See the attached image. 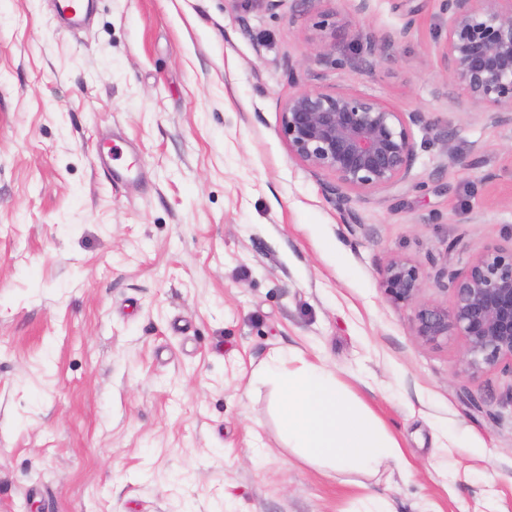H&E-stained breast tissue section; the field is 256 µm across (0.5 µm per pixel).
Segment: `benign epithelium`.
<instances>
[{
    "label": "benign epithelium",
    "mask_w": 512,
    "mask_h": 512,
    "mask_svg": "<svg viewBox=\"0 0 512 512\" xmlns=\"http://www.w3.org/2000/svg\"><path fill=\"white\" fill-rule=\"evenodd\" d=\"M448 37L441 47L448 73L464 102L501 120L512 112V0H444ZM318 31L346 24L317 12ZM418 112H400L361 92L309 89L281 108V133L293 158L362 195L403 183L414 154L410 124ZM450 304L420 299L422 271L405 257L391 259L380 285L392 302L413 306L412 329L436 347L448 337L465 343L463 368L472 375L512 362V247L475 254L462 272L448 271Z\"/></svg>",
    "instance_id": "7a95c632"
}]
</instances>
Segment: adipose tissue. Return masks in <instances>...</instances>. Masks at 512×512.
<instances>
[{
  "label": "adipose tissue",
  "instance_id": "ef3b65f1",
  "mask_svg": "<svg viewBox=\"0 0 512 512\" xmlns=\"http://www.w3.org/2000/svg\"><path fill=\"white\" fill-rule=\"evenodd\" d=\"M252 379L274 384L280 427L305 460L374 471L397 458L396 444L374 415L354 403L321 365L305 363L291 370L273 356Z\"/></svg>",
  "mask_w": 512,
  "mask_h": 512
}]
</instances>
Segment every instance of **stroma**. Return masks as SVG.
I'll list each match as a JSON object with an SVG mask.
<instances>
[{
  "label": "stroma",
  "mask_w": 512,
  "mask_h": 512,
  "mask_svg": "<svg viewBox=\"0 0 512 512\" xmlns=\"http://www.w3.org/2000/svg\"><path fill=\"white\" fill-rule=\"evenodd\" d=\"M0 0V512H512V371L423 344L380 271L512 245V119L463 104L443 0ZM295 75H288V66ZM420 113L399 187L336 205L292 158L304 89ZM121 144L116 181L98 144ZM330 370L408 470L332 471L290 448L273 354Z\"/></svg>",
  "instance_id": "1"
}]
</instances>
